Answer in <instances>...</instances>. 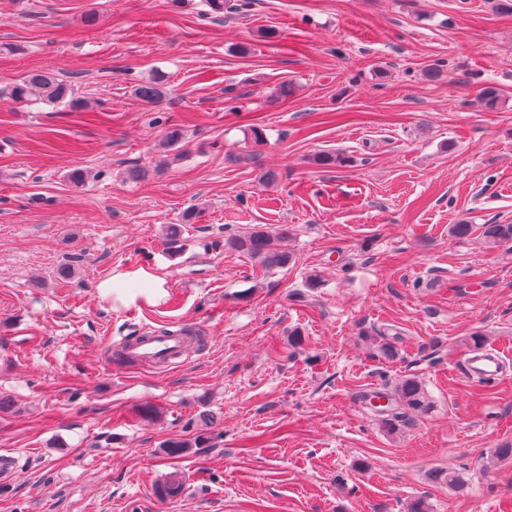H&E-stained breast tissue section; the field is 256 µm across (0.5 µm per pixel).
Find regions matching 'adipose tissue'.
<instances>
[{
	"label": "adipose tissue",
	"mask_w": 512,
	"mask_h": 512,
	"mask_svg": "<svg viewBox=\"0 0 512 512\" xmlns=\"http://www.w3.org/2000/svg\"><path fill=\"white\" fill-rule=\"evenodd\" d=\"M167 280L155 270L139 267L120 271L98 285L101 298L118 305L142 302L159 305L167 295Z\"/></svg>",
	"instance_id": "1"
}]
</instances>
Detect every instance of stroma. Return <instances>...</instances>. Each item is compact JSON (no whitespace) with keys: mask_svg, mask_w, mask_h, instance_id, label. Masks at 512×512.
<instances>
[{"mask_svg":"<svg viewBox=\"0 0 512 512\" xmlns=\"http://www.w3.org/2000/svg\"><path fill=\"white\" fill-rule=\"evenodd\" d=\"M202 11L0 0V88L48 69L87 106L0 102V396L13 401L0 456L14 466L0 512H406L416 499L512 512V459L492 456L512 442V249L482 235L512 222V15L495 0ZM158 74L168 95L141 104L136 85ZM489 82L494 112L476 103ZM337 151L355 166L312 162ZM132 162L146 180L127 178ZM191 206L201 217L172 254L167 227ZM463 220L474 229L459 239ZM278 224L292 229L288 268L261 273L224 246ZM141 266L167 279L159 306L100 298L102 280ZM147 327L193 335L188 356L166 369L118 359ZM476 331L502 349L505 378L461 371ZM405 375L434 408L392 438L368 397ZM202 430L207 443L163 453ZM434 469L462 472L464 488L431 483ZM174 474L181 493L160 498ZM207 439V433H199L193 440L185 438H171L164 441L162 448H164V453L167 456L177 458L185 455L188 448H192L193 445L197 448V445H202L207 441Z\"/></svg>","mask_w":512,"mask_h":512,"instance_id":"stroma-1","label":"stroma"}]
</instances>
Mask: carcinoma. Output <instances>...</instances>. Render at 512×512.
Listing matches in <instances>:
<instances>
[{"mask_svg":"<svg viewBox=\"0 0 512 512\" xmlns=\"http://www.w3.org/2000/svg\"><path fill=\"white\" fill-rule=\"evenodd\" d=\"M204 2L207 7L205 14L211 16L240 13L246 6V3H238L236 0H204ZM166 94V82L161 77L145 82L134 90L135 97L146 104H155ZM0 100L26 104L37 101L59 103L66 100L71 108L78 107L80 103L79 99L72 97L71 87L50 71L32 72L23 80L0 88ZM478 101L484 109L496 110L502 103L500 89L491 83L486 84L480 89ZM351 162V157L342 152L323 153L315 158V163L324 167H346ZM199 217L200 212L197 208L190 207L185 210L182 223L173 225L169 230V243H177L181 237L182 225L194 224ZM290 235V229L286 224H281L274 230L256 225L241 234L224 238V246L258 260L264 270L284 269L293 261L292 253L284 248V243ZM483 235L494 245H512V223L487 224L484 226ZM381 396L390 401L392 409L388 412L376 411L379 425L386 434L395 437L404 433L408 425V412L427 413L434 407L425 384L414 375L401 377L391 392H383ZM206 441L207 434L199 433L192 440L168 439L164 441L162 448L167 456L177 458L185 455L188 448L201 445ZM428 479L434 483L444 484L452 490H459L465 485L464 478L450 470H433L429 472Z\"/></svg>","mask_w":512,"mask_h":512,"instance_id":"obj_1","label":"carcinoma"}]
</instances>
